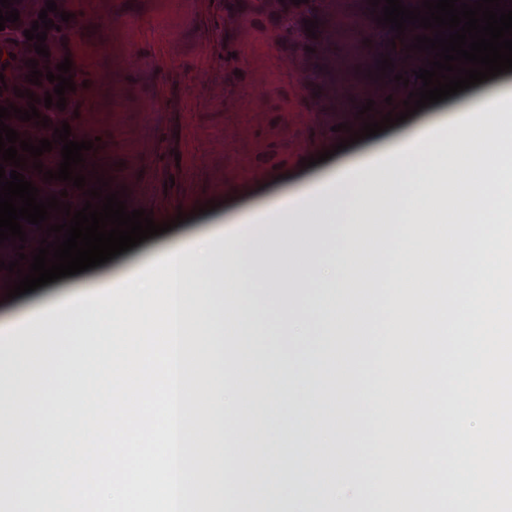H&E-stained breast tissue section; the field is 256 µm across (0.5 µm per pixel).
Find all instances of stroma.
<instances>
[{"label":"stroma","mask_w":512,"mask_h":512,"mask_svg":"<svg viewBox=\"0 0 512 512\" xmlns=\"http://www.w3.org/2000/svg\"><path fill=\"white\" fill-rule=\"evenodd\" d=\"M226 2L71 0L72 58L84 83L77 127L94 142L88 179L108 182L128 209H146L155 222L181 212L198 232L247 222L254 209L297 191L328 165L386 150L475 97L466 89L349 144L364 123L403 112L422 85L412 64H398L403 81L389 75L363 86L362 30L348 25L343 0H329L327 71L341 90L320 99L305 64L281 49L272 30L247 18L226 23ZM327 150L330 161L302 166ZM211 200L215 210L204 212ZM319 333L314 322L294 341L278 310L264 313V340L294 371L317 359Z\"/></svg>","instance_id":"35a3bbf8"}]
</instances>
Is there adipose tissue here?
I'll list each match as a JSON object with an SVG mask.
<instances>
[{"label":"adipose tissue","instance_id":"obj_1","mask_svg":"<svg viewBox=\"0 0 512 512\" xmlns=\"http://www.w3.org/2000/svg\"><path fill=\"white\" fill-rule=\"evenodd\" d=\"M452 126L449 138L418 129L383 155L270 203L277 223L172 235L162 253L177 257L179 412L240 394L227 364L256 383L280 372L256 330L269 307L288 313L290 335L305 334L289 310L307 270L323 284L315 313L328 336L357 338L453 292L477 254L473 223L488 213L497 169L512 157V87L462 108ZM328 224L339 226L344 245L324 264L316 242ZM408 224L425 226L426 252L415 253ZM246 266L264 274L263 304L240 281ZM69 299L53 282L27 293L23 315H12L13 301L1 305L9 315L0 320V444L39 438L33 408L55 371L59 330L75 319Z\"/></svg>","mask_w":512,"mask_h":512}]
</instances>
